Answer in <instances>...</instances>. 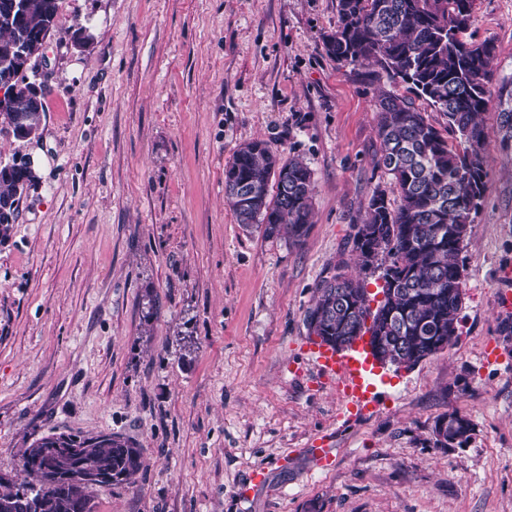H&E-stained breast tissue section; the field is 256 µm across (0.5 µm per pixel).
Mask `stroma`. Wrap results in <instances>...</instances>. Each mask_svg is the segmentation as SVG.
<instances>
[{"instance_id":"stroma-1","label":"stroma","mask_w":512,"mask_h":512,"mask_svg":"<svg viewBox=\"0 0 512 512\" xmlns=\"http://www.w3.org/2000/svg\"><path fill=\"white\" fill-rule=\"evenodd\" d=\"M336 4L58 0L43 134L0 131V160L28 156L40 177L0 236L1 473L26 481L37 438L112 433L144 467L96 488L93 512H512V155L496 110L454 344L367 373L360 413L309 350L315 289L352 265V225L389 186L380 84L324 50ZM471 30L512 79V0H476ZM257 138L313 172L302 244L244 231L225 203L224 167ZM454 410L471 438L437 447ZM256 469L266 482L247 490Z\"/></svg>"}]
</instances>
